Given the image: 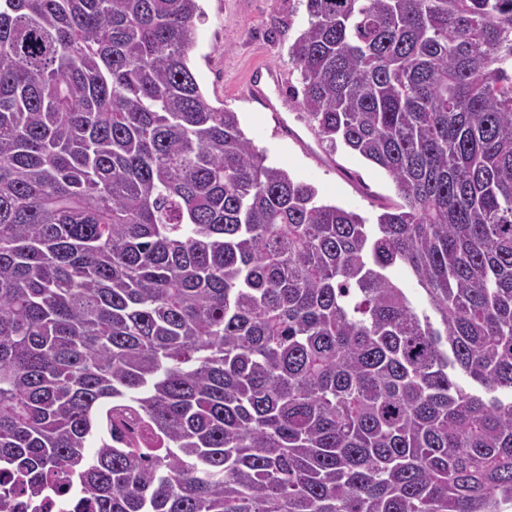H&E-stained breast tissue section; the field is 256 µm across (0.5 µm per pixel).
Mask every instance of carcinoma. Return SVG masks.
I'll list each match as a JSON object with an SVG mask.
<instances>
[{"label":"carcinoma","mask_w":512,"mask_h":512,"mask_svg":"<svg viewBox=\"0 0 512 512\" xmlns=\"http://www.w3.org/2000/svg\"><path fill=\"white\" fill-rule=\"evenodd\" d=\"M305 6L374 224L210 103L199 0H0V512H512V0Z\"/></svg>","instance_id":"1"}]
</instances>
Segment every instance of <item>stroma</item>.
<instances>
[{
  "instance_id": "obj_1",
  "label": "stroma",
  "mask_w": 512,
  "mask_h": 512,
  "mask_svg": "<svg viewBox=\"0 0 512 512\" xmlns=\"http://www.w3.org/2000/svg\"><path fill=\"white\" fill-rule=\"evenodd\" d=\"M200 7L190 67L213 106L237 113L267 164L312 184L324 202L370 221L382 203L396 201L383 170L345 148L329 150L305 117L296 96L300 73L289 54L308 24L303 0H200ZM267 66L281 81L266 98H287L285 111H269L265 98L247 92L253 70Z\"/></svg>"
}]
</instances>
